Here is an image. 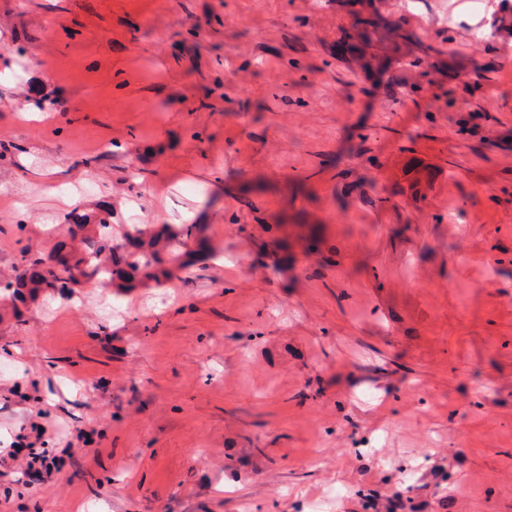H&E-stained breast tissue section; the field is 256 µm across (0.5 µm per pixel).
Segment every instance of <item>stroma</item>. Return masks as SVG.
<instances>
[{
	"label": "stroma",
	"mask_w": 512,
	"mask_h": 512,
	"mask_svg": "<svg viewBox=\"0 0 512 512\" xmlns=\"http://www.w3.org/2000/svg\"><path fill=\"white\" fill-rule=\"evenodd\" d=\"M372 5L377 70L336 0H0V278L73 211L212 248L0 297V512H512V0ZM45 432V428H43V431H40V427L37 429L35 441H30L26 444V453L21 454L22 448L16 449L11 453L12 459L18 463L19 473L23 477L28 476L30 471L33 470L37 472L42 469L50 471L57 465L55 459L50 460L44 451H39L40 448H36L37 442L40 441Z\"/></svg>",
	"instance_id": "obj_1"
}]
</instances>
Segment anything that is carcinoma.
Returning <instances> with one entry per match:
<instances>
[{
  "mask_svg": "<svg viewBox=\"0 0 512 512\" xmlns=\"http://www.w3.org/2000/svg\"><path fill=\"white\" fill-rule=\"evenodd\" d=\"M63 223L71 239L79 240L77 248L65 240H56L48 253L32 254L7 283L12 288L10 300L24 303L48 289L63 288L65 282L95 281L115 292L149 288L173 276L176 268H184L202 260L207 252L201 225L130 224L119 238L112 237V224L96 214L65 215ZM67 253L68 265L61 271L42 268L43 259Z\"/></svg>",
  "mask_w": 512,
  "mask_h": 512,
  "instance_id": "carcinoma-1",
  "label": "carcinoma"
}]
</instances>
